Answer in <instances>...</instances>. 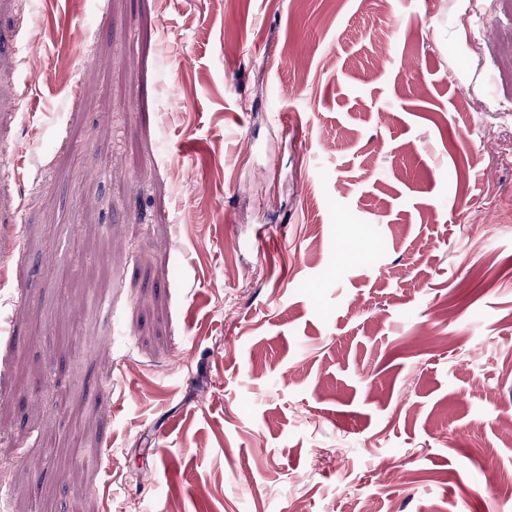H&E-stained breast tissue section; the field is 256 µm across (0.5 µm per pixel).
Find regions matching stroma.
I'll list each match as a JSON object with an SVG mask.
<instances>
[{
  "label": "stroma",
  "mask_w": 512,
  "mask_h": 512,
  "mask_svg": "<svg viewBox=\"0 0 512 512\" xmlns=\"http://www.w3.org/2000/svg\"><path fill=\"white\" fill-rule=\"evenodd\" d=\"M0 164V512H512V0H0Z\"/></svg>",
  "instance_id": "obj_1"
}]
</instances>
